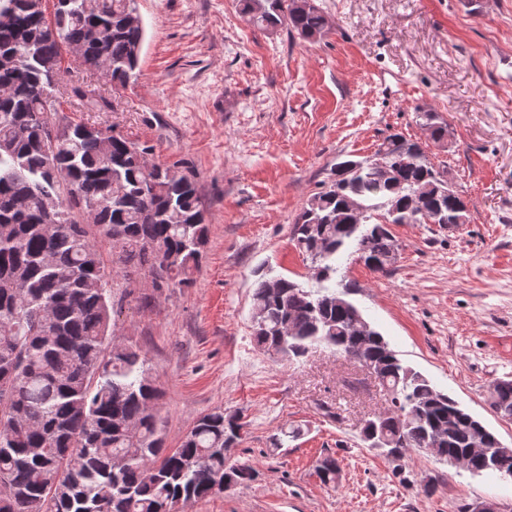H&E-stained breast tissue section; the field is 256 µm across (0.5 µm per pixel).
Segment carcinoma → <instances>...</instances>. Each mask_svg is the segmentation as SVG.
<instances>
[{"label": "carcinoma", "instance_id": "1", "mask_svg": "<svg viewBox=\"0 0 512 512\" xmlns=\"http://www.w3.org/2000/svg\"><path fill=\"white\" fill-rule=\"evenodd\" d=\"M240 2L263 32L314 41L329 29L315 0ZM145 34L137 0H53L50 12L46 0H0V512H175L257 477L228 461L246 424L221 408L165 447L145 356L112 338V273L191 284L209 233L194 176L151 162L152 147L112 129L50 117L64 55L124 88L138 78ZM417 118L432 141L448 136L438 113ZM377 155L382 170L345 159L308 197L291 233L317 287L258 278L253 340L290 360L324 343L379 370L389 407L360 437L386 457L414 450L473 475L512 477V448L405 365L348 299L351 286L334 285L336 256L351 247L388 272L399 251L392 224L470 222L420 142L392 134ZM490 406L512 420L511 378L492 386ZM338 469V458H321V482L336 483Z\"/></svg>", "mask_w": 512, "mask_h": 512}]
</instances>
